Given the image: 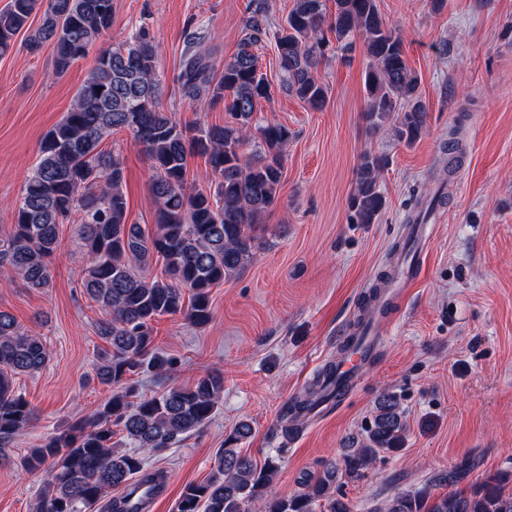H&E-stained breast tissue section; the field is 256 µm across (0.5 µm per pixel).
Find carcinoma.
Instances as JSON below:
<instances>
[{"mask_svg": "<svg viewBox=\"0 0 512 512\" xmlns=\"http://www.w3.org/2000/svg\"><path fill=\"white\" fill-rule=\"evenodd\" d=\"M294 0L276 37L280 66L288 91L314 110L323 108L327 91L318 67L329 46L350 49L363 41L368 62L364 72V111L370 129L395 117L398 141L415 143L426 130V107L420 80L409 67L403 38L383 19L377 0ZM257 5L245 24L237 53L218 73L202 42L192 43L183 57L178 81L182 96L224 103L232 121L204 126L181 122L159 105V79L154 37L148 25L123 43L100 48L94 67L79 85L63 119L41 141L39 155L15 208V222L0 234V273L27 288L52 282L51 267L62 225L77 218L87 265L79 287L109 318L98 335L110 348L96 368L99 382L112 390L100 408L48 436L19 458L28 471L46 469L35 512H86L112 490H125L139 479L159 486L162 475L145 470L144 454L169 448L207 425L223 398L224 375L210 372L193 387H172L161 394L136 397L134 376L145 366L163 370L154 350L152 323L166 315L184 316L204 327L213 319L212 290L240 274L262 245L265 218L276 207L283 176V151L292 137L287 126L254 124L263 101H270V83L259 73L255 48L266 36ZM40 15L25 46L34 53L50 44L53 75L63 76L85 57L112 27V0H8L0 9V56L13 51L15 37ZM117 130L129 132L143 147L150 168L155 210L153 227L129 222L118 156L100 145ZM266 146L264 153L245 157L252 133ZM206 159L215 188L189 186L190 159ZM384 156L365 153L357 167L349 198L350 224H373L386 206L380 189ZM163 262L162 275L147 272L153 258ZM356 337L340 348L307 389L293 397L282 415L283 433L298 428L312 406L326 400L336 374ZM49 360L46 344L0 310V460L36 419L35 410L16 386L19 376L43 369ZM118 427L135 451H120L112 441ZM251 433L241 423L224 439L211 475L186 485L176 512H352L336 484L337 475L350 482L366 472L382 452L399 450L405 423L397 401L379 397L366 442L352 448L342 462L329 461L321 474L299 493L267 499L266 487L279 471V458L258 463L237 448ZM467 458L439 473L431 489L401 491L371 512H512V469L500 470L468 489L459 483L474 467Z\"/></svg>", "mask_w": 512, "mask_h": 512, "instance_id": "cac0c4a2", "label": "carcinoma"}]
</instances>
